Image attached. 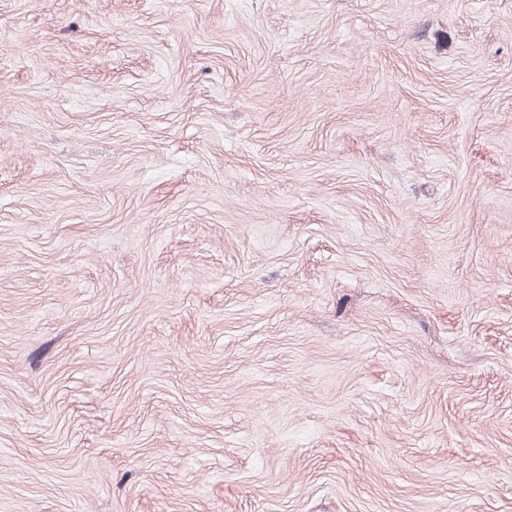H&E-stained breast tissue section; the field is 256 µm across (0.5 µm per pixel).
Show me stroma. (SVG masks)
Segmentation results:
<instances>
[{
	"label": "stroma",
	"mask_w": 512,
	"mask_h": 512,
	"mask_svg": "<svg viewBox=\"0 0 512 512\" xmlns=\"http://www.w3.org/2000/svg\"><path fill=\"white\" fill-rule=\"evenodd\" d=\"M0 512H512V0H0Z\"/></svg>",
	"instance_id": "1"
}]
</instances>
